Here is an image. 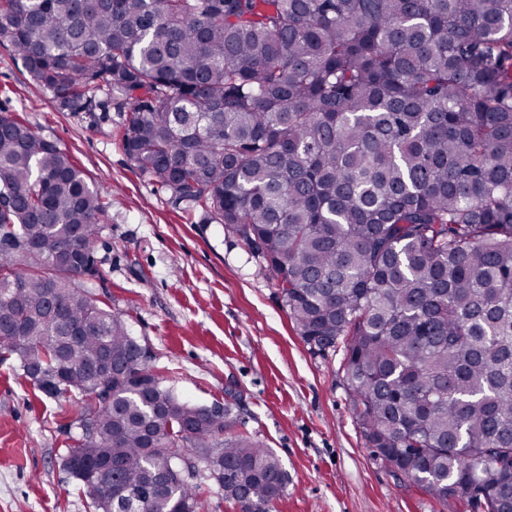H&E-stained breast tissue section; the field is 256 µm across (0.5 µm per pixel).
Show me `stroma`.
Returning <instances> with one entry per match:
<instances>
[{
    "label": "stroma",
    "mask_w": 512,
    "mask_h": 512,
    "mask_svg": "<svg viewBox=\"0 0 512 512\" xmlns=\"http://www.w3.org/2000/svg\"><path fill=\"white\" fill-rule=\"evenodd\" d=\"M0 110L65 150L106 203L95 298L121 316L162 384L199 406L238 397L236 431L255 435L287 475L272 512H477L438 500L377 459L345 387L342 352L297 335L273 280L240 239L186 214L121 145L124 113L60 112L0 37ZM81 397L41 394L0 360V512H96L66 468ZM198 512H242L204 464L183 466Z\"/></svg>",
    "instance_id": "obj_1"
}]
</instances>
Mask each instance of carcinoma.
<instances>
[{
    "label": "carcinoma",
    "mask_w": 512,
    "mask_h": 512,
    "mask_svg": "<svg viewBox=\"0 0 512 512\" xmlns=\"http://www.w3.org/2000/svg\"><path fill=\"white\" fill-rule=\"evenodd\" d=\"M60 112L128 108L123 150L263 261L311 348H342L377 457L438 499L512 512V0H0ZM98 188L0 113V360L82 396L66 464L100 512H197L287 484L238 409L162 386L98 274ZM191 467H182L184 476L190 477L189 481L199 486L200 508L198 512H242L241 506L233 501L224 500V494L219 489L216 481L209 477V471L204 464L197 459H192ZM190 473V475H188ZM193 474V477H192Z\"/></svg>",
    "instance_id": "cac0c4a2"
}]
</instances>
